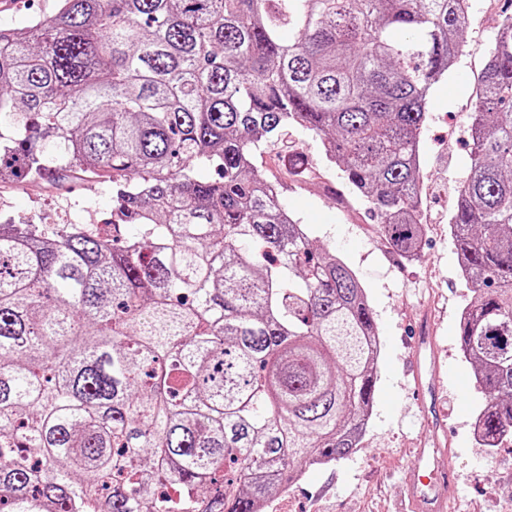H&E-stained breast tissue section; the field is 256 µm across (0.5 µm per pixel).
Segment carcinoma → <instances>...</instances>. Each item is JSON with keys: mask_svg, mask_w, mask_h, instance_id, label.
<instances>
[{"mask_svg": "<svg viewBox=\"0 0 512 512\" xmlns=\"http://www.w3.org/2000/svg\"><path fill=\"white\" fill-rule=\"evenodd\" d=\"M466 2L59 0L0 28V181L107 177L113 224L138 226L0 221V512H259L357 447L365 289L254 158L319 138L418 256L421 134ZM471 119L449 227L492 447L512 432V15Z\"/></svg>", "mask_w": 512, "mask_h": 512, "instance_id": "obj_1", "label": "carcinoma"}]
</instances>
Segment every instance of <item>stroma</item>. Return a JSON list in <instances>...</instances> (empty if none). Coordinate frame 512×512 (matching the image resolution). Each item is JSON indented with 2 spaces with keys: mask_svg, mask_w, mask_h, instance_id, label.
<instances>
[{
  "mask_svg": "<svg viewBox=\"0 0 512 512\" xmlns=\"http://www.w3.org/2000/svg\"><path fill=\"white\" fill-rule=\"evenodd\" d=\"M505 14L512 15V0H471L464 51L433 86L421 144L426 237L418 257L393 250L379 217L311 135L289 134L256 160L282 185L286 208L306 224L315 248L356 272L381 345L372 415L357 448L288 485L265 512H394L408 494L423 444L426 468L442 455L451 460L457 479L452 512H512V437L486 448L473 436L486 396L461 351L459 321L475 295L465 286L448 226L470 164L466 128L475 87ZM114 206L112 185L103 177L0 182V216L16 224H104ZM428 330L436 336L439 389L418 400L411 367L416 338Z\"/></svg>",
  "mask_w": 512,
  "mask_h": 512,
  "instance_id": "35a3bbf8",
  "label": "stroma"
}]
</instances>
